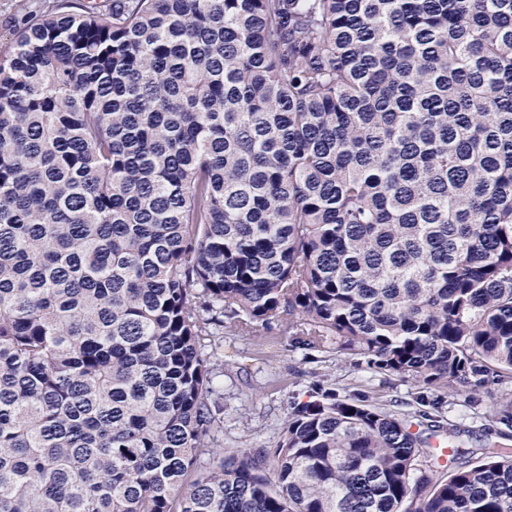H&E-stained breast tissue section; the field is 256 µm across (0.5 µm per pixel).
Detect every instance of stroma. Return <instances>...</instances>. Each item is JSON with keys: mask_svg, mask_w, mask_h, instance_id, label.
<instances>
[{"mask_svg": "<svg viewBox=\"0 0 512 512\" xmlns=\"http://www.w3.org/2000/svg\"><path fill=\"white\" fill-rule=\"evenodd\" d=\"M24 3L41 14L51 0H0V52L10 49L22 27ZM212 343L220 353L217 381L224 405L222 440L228 448L273 447L291 402L307 399L316 382L335 389L340 397L356 394L398 413L417 409L418 385L413 380L371 372L341 351L302 355L291 348L288 334L277 329L264 336H248L228 328ZM509 398L512 385H491L468 397L443 396L438 416L441 423L452 424L455 437L432 438V446L442 451L432 466L435 477H447L453 467L452 455L445 452L451 443L468 451L495 446L512 452V435H500L498 427L483 420L488 408Z\"/></svg>", "mask_w": 512, "mask_h": 512, "instance_id": "stroma-1", "label": "stroma"}]
</instances>
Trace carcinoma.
<instances>
[{
    "instance_id": "obj_1",
    "label": "carcinoma",
    "mask_w": 512,
    "mask_h": 512,
    "mask_svg": "<svg viewBox=\"0 0 512 512\" xmlns=\"http://www.w3.org/2000/svg\"><path fill=\"white\" fill-rule=\"evenodd\" d=\"M234 328L512 384V0H54L0 53V512H512L504 448L316 384L226 450ZM512 429V399L489 408ZM431 444H432L433 448H438L435 451L434 464H433V466L430 467V469L433 470V472L428 470V467H426V465H425L426 463L422 462L423 459H421L422 461L419 462L420 465L418 467L422 471L426 470V474L429 475V476H432L434 478L435 477L446 478L450 474V471L452 470V467L454 466V464H453V459H454L453 450L456 449V448H451L450 446L448 447V438L445 439L444 435L432 438L431 439ZM443 448H447L448 454L444 455L443 458H442L441 457V455H442L441 450Z\"/></svg>"
}]
</instances>
